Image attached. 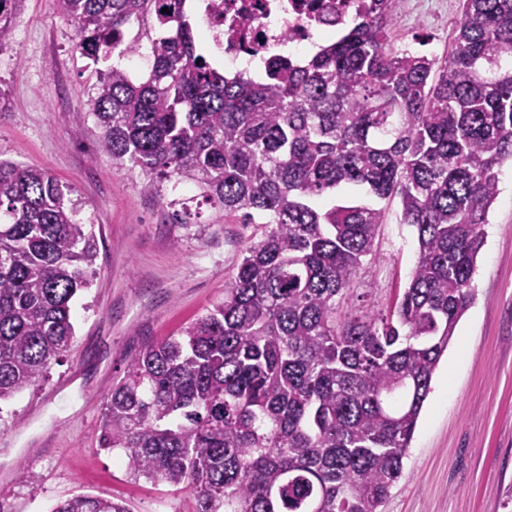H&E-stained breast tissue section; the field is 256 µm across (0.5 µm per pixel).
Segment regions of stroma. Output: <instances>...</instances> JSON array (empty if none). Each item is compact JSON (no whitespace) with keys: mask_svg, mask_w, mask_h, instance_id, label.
I'll list each match as a JSON object with an SVG mask.
<instances>
[{"mask_svg":"<svg viewBox=\"0 0 512 512\" xmlns=\"http://www.w3.org/2000/svg\"><path fill=\"white\" fill-rule=\"evenodd\" d=\"M462 0H397L395 45L447 54ZM96 76L73 50V28L53 0H26L0 48V159L35 165L71 189L74 218L93 225L91 284L72 305L74 342L48 379L0 412V512H49L77 492L123 500L129 512H195L191 491L134 480L120 452L100 448L104 399L127 360L223 300L245 248L260 236L193 182L155 196L143 177L100 147L87 106ZM185 202L188 223L172 220ZM369 268L340 305L387 311L416 260L398 200ZM488 236L473 276L474 301L432 380L405 461L406 475L379 512H505L512 486V163L501 168ZM37 472L31 486L19 465Z\"/></svg>","mask_w":512,"mask_h":512,"instance_id":"stroma-1","label":"stroma"}]
</instances>
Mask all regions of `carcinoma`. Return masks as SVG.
<instances>
[{
    "mask_svg": "<svg viewBox=\"0 0 512 512\" xmlns=\"http://www.w3.org/2000/svg\"><path fill=\"white\" fill-rule=\"evenodd\" d=\"M25 0H0V48ZM183 0H55L97 66L112 159L261 225L224 300L127 362L99 445L196 512H378L402 478L433 375L472 303L512 160V0H462L448 58L396 47L393 0L260 79L199 51ZM167 12H162L163 8ZM147 75L121 66L141 42ZM112 61L101 69L99 64ZM47 170L0 160V404L68 352L95 235ZM399 198L417 256L393 311L338 313ZM50 512H129L78 493Z\"/></svg>",
    "mask_w": 512,
    "mask_h": 512,
    "instance_id": "obj_1",
    "label": "carcinoma"
}]
</instances>
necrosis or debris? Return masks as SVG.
<instances>
[{
	"label": "necrosis or debris",
	"mask_w": 512,
	"mask_h": 512,
	"mask_svg": "<svg viewBox=\"0 0 512 512\" xmlns=\"http://www.w3.org/2000/svg\"><path fill=\"white\" fill-rule=\"evenodd\" d=\"M363 0H186L210 52L228 74L240 62L265 65L274 55L303 61L319 39H336L352 24Z\"/></svg>",
	"instance_id": "necrosis-or-debris-1"
}]
</instances>
